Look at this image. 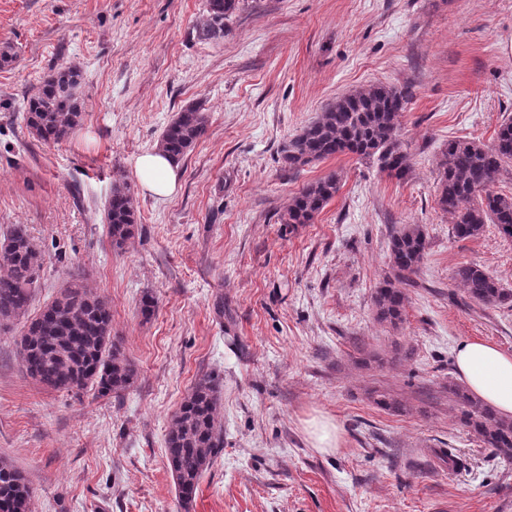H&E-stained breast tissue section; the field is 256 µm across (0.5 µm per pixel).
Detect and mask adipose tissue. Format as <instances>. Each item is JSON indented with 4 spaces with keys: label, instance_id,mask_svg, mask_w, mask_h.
I'll return each instance as SVG.
<instances>
[{
    "label": "adipose tissue",
    "instance_id": "adipose-tissue-1",
    "mask_svg": "<svg viewBox=\"0 0 512 512\" xmlns=\"http://www.w3.org/2000/svg\"><path fill=\"white\" fill-rule=\"evenodd\" d=\"M136 176L144 192L159 198L173 195L179 167L160 149L140 155ZM455 369L467 389L500 415L512 417V353L482 341H465L455 350Z\"/></svg>",
    "mask_w": 512,
    "mask_h": 512
}]
</instances>
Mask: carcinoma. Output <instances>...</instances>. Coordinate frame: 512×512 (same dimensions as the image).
Wrapping results in <instances>:
<instances>
[{"instance_id": "carcinoma-1", "label": "carcinoma", "mask_w": 512, "mask_h": 512, "mask_svg": "<svg viewBox=\"0 0 512 512\" xmlns=\"http://www.w3.org/2000/svg\"><path fill=\"white\" fill-rule=\"evenodd\" d=\"M238 0H206L207 21L198 38H224L225 21ZM80 72L62 67L44 79L25 107V124L35 138L58 142L80 124L76 97ZM409 101V91L371 85L336 99L319 118L291 139L281 153L284 167L295 171L338 154L371 160L379 170L399 181L411 170L409 154L399 141L398 117ZM207 119L189 105L165 127L158 146L180 161L205 136ZM512 165V119L503 121L494 144L450 140L440 160L438 204L452 216L455 237L480 235L494 224L512 239V195L498 193L493 184L505 166ZM338 179L329 175L305 186L288 205L284 224H309L336 195ZM112 245L123 247L137 231V210L131 189L116 183L106 208ZM427 248L425 229L404 224L391 237L390 264L394 277L386 278L372 296L374 319L393 329L404 321L407 295L396 283L417 273ZM44 259L26 227L13 225L0 241V327L28 312L32 289L40 278ZM465 297L484 306L512 303V291L477 264L454 271ZM26 374L46 389L80 392L94 386L101 395L128 390L138 370L112 336L109 301L85 288L77 277L60 289L55 299L27 321L17 345ZM448 396L458 411L459 423L506 462L512 463V419L478 400L467 388L448 381ZM220 389L210 377L199 379L175 413L166 440V458L182 505L193 500L203 472L224 448V429L217 406ZM32 493L23 474L0 458V512H31Z\"/></svg>"}]
</instances>
